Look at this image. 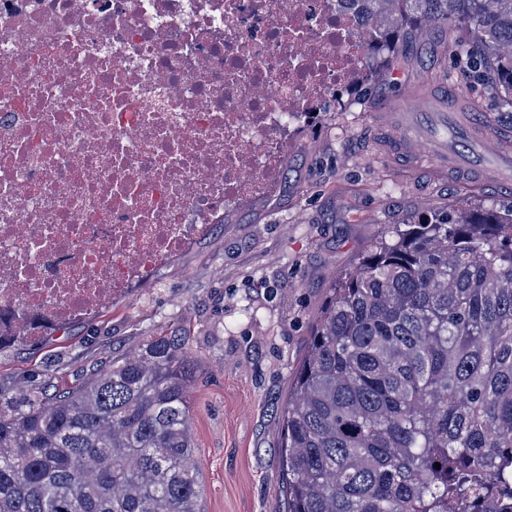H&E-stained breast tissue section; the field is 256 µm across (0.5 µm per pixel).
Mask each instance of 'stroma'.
<instances>
[{
	"label": "stroma",
	"mask_w": 512,
	"mask_h": 512,
	"mask_svg": "<svg viewBox=\"0 0 512 512\" xmlns=\"http://www.w3.org/2000/svg\"><path fill=\"white\" fill-rule=\"evenodd\" d=\"M434 71L449 74L457 99H479L481 114L503 120L489 81L452 51L449 25L423 27L352 111L324 112L300 132L267 195L226 212L104 308L0 345V411L182 330L199 368L192 407L203 512H282L278 409L337 277L423 209L445 211L464 198L512 205L493 181L449 174L425 158L403 166L379 148V135L404 134L393 122L376 128L387 104L445 106L429 83Z\"/></svg>",
	"instance_id": "stroma-1"
}]
</instances>
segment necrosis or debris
<instances>
[{"label": "necrosis or debris", "mask_w": 512, "mask_h": 512, "mask_svg": "<svg viewBox=\"0 0 512 512\" xmlns=\"http://www.w3.org/2000/svg\"><path fill=\"white\" fill-rule=\"evenodd\" d=\"M345 0H0V334L101 309L349 111Z\"/></svg>", "instance_id": "4bbe7bcc"}]
</instances>
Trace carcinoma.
<instances>
[{"instance_id": "carcinoma-1", "label": "carcinoma", "mask_w": 512, "mask_h": 512, "mask_svg": "<svg viewBox=\"0 0 512 512\" xmlns=\"http://www.w3.org/2000/svg\"><path fill=\"white\" fill-rule=\"evenodd\" d=\"M359 2L387 55L464 32L512 107V0ZM196 380L173 332L1 412L0 512H201ZM282 422L284 512H512V206L428 209L338 278Z\"/></svg>"}]
</instances>
